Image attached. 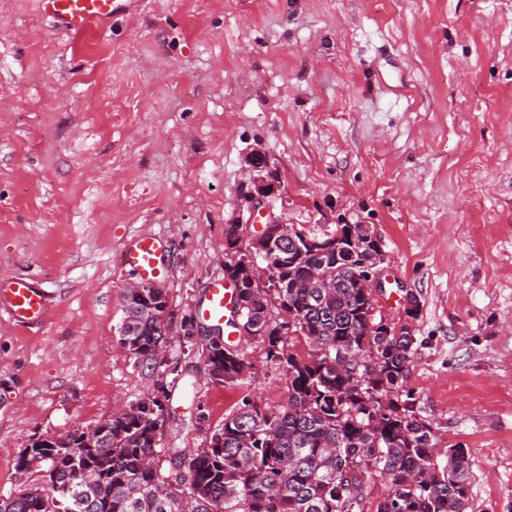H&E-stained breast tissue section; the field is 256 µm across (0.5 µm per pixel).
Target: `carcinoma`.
Returning <instances> with one entry per match:
<instances>
[{"label": "carcinoma", "mask_w": 512, "mask_h": 512, "mask_svg": "<svg viewBox=\"0 0 512 512\" xmlns=\"http://www.w3.org/2000/svg\"><path fill=\"white\" fill-rule=\"evenodd\" d=\"M253 250L270 284L263 290L244 284L228 326L260 331L267 360L286 380L280 409L245 400L206 447L188 455L161 447L158 420L166 404L150 393L112 416L105 436L91 445L79 427L53 448L30 444L17 471L43 470L45 487L0 496V512H365L368 488L379 478L388 493L375 512H467L466 449L449 448L446 464L438 465L436 433L403 392L415 337L387 335L357 287L374 248L320 252L303 243L285 264L278 247ZM313 272L327 273L329 287H295ZM275 300L298 318L308 355L289 349V336L271 315ZM167 310L160 292L126 291L122 346L155 361ZM202 349L212 384L243 385L251 377L238 343L226 339L219 347L212 338ZM365 381L391 393L387 403L359 397Z\"/></svg>", "instance_id": "1"}]
</instances>
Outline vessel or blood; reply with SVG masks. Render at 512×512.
<instances>
[{
    "mask_svg": "<svg viewBox=\"0 0 512 512\" xmlns=\"http://www.w3.org/2000/svg\"><path fill=\"white\" fill-rule=\"evenodd\" d=\"M137 0H38L42 13L70 36L78 37L103 29L112 19L131 14ZM161 245L157 238L141 236L123 249L122 262L145 279L156 278L161 269ZM234 290L224 281H216L208 289L203 302L196 307L198 321L223 325L234 310ZM5 298L12 320L20 325L42 319L46 311V295L42 288L24 278H10L0 284V298Z\"/></svg>",
    "mask_w": 512,
    "mask_h": 512,
    "instance_id": "1",
    "label": "vessel or blood"
}]
</instances>
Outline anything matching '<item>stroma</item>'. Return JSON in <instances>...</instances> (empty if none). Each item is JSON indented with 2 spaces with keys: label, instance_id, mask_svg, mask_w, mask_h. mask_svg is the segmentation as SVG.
<instances>
[{
  "label": "stroma",
  "instance_id": "stroma-1",
  "mask_svg": "<svg viewBox=\"0 0 512 512\" xmlns=\"http://www.w3.org/2000/svg\"><path fill=\"white\" fill-rule=\"evenodd\" d=\"M271 210L314 234L368 224L387 255L377 308L420 311L404 386L466 448L469 512H512V0H139L68 37L37 0H0V278L50 296L16 326L0 304V495L44 484L16 461L42 434L167 396L163 447H205L244 399L277 409L260 340L245 386L205 374L193 311L224 276V228L247 220L249 159ZM145 235L168 342L118 340L120 261Z\"/></svg>",
  "mask_w": 512,
  "mask_h": 512
}]
</instances>
